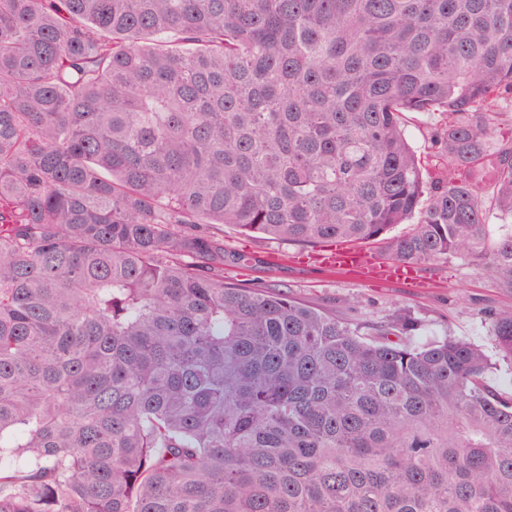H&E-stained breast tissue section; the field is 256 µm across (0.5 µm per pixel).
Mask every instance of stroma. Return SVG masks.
Wrapping results in <instances>:
<instances>
[{"label":"stroma","mask_w":512,"mask_h":512,"mask_svg":"<svg viewBox=\"0 0 512 512\" xmlns=\"http://www.w3.org/2000/svg\"><path fill=\"white\" fill-rule=\"evenodd\" d=\"M440 120L436 113L413 112L406 124L408 141L431 160L424 172L429 181L437 178L440 168L441 149L434 140ZM224 248L246 256L244 263L225 267L227 281L291 294L364 327L403 316L409 321L406 337L415 343L463 338L496 358L492 318L512 309V292L459 257L420 264L425 285L413 288L400 282L368 285L336 275L298 245L246 237L230 226L224 229Z\"/></svg>","instance_id":"obj_1"}]
</instances>
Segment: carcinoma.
I'll list each match as a JSON object with an SVG mask.
<instances>
[{"label": "carcinoma", "mask_w": 512, "mask_h": 512, "mask_svg": "<svg viewBox=\"0 0 512 512\" xmlns=\"http://www.w3.org/2000/svg\"><path fill=\"white\" fill-rule=\"evenodd\" d=\"M509 120L512 0H0V512H512L481 348L226 283L214 232L512 290ZM429 113H408V122L406 123V135L408 141L417 150L421 156H432L430 165L424 171V178L431 182L438 177L439 165L442 162L440 157V146L434 141V131L441 123L439 114ZM437 156V157H435Z\"/></svg>", "instance_id": "cac0c4a2"}]
</instances>
